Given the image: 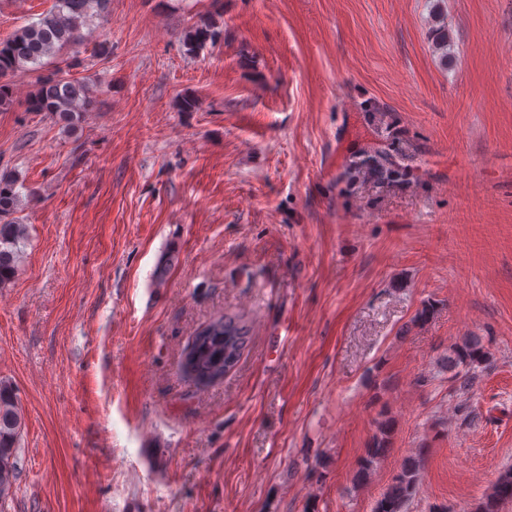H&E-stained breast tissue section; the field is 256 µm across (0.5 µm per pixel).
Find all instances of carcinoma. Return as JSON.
Returning a JSON list of instances; mask_svg holds the SVG:
<instances>
[{
    "label": "carcinoma",
    "instance_id": "carcinoma-1",
    "mask_svg": "<svg viewBox=\"0 0 512 512\" xmlns=\"http://www.w3.org/2000/svg\"><path fill=\"white\" fill-rule=\"evenodd\" d=\"M109 0H55L51 10L38 21L24 27L12 37L0 41V109L12 103L13 89L1 78L28 66H42L45 57L80 40V30L91 18L107 13ZM219 31L212 23L201 20L184 34L187 51L195 52L215 39ZM75 63L56 67L39 77L38 84L28 98L31 112H49L64 118H78L89 111L91 99L86 84L71 76ZM368 171L382 178L399 174L397 158L385 151L366 152L351 162L345 171L353 180L360 172ZM16 178L10 171H0V287L10 283L17 273L20 244L25 238V226L8 217L17 209ZM252 336L249 322L239 314H223L201 327L183 348L180 361L190 359L192 370L180 366V371L199 388H206L224 374V367L233 368L248 347ZM492 354L485 337L476 334L462 336L453 348L438 359L440 369L449 373V379L461 392L470 390L476 379V369L491 364ZM23 416L20 403L11 385L0 381V501L12 493L17 479V448L21 436ZM392 422L386 418L378 422L377 431L365 455L360 459L353 480L360 484L371 475L374 465L384 457L392 445ZM424 461V449L403 459L373 512H408L418 484ZM512 502V467L502 471L483 493L473 512H503Z\"/></svg>",
    "mask_w": 512,
    "mask_h": 512
}]
</instances>
